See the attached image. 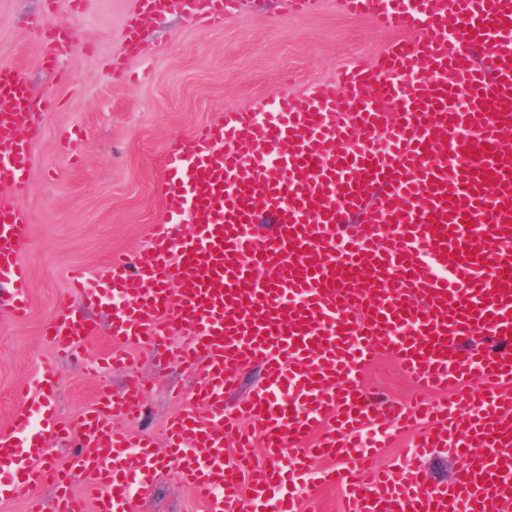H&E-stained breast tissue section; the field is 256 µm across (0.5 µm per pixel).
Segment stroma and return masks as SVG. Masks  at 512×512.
I'll return each mask as SVG.
<instances>
[{
	"instance_id": "obj_1",
	"label": "stroma",
	"mask_w": 512,
	"mask_h": 512,
	"mask_svg": "<svg viewBox=\"0 0 512 512\" xmlns=\"http://www.w3.org/2000/svg\"><path fill=\"white\" fill-rule=\"evenodd\" d=\"M135 0H0V65L22 67L39 108L33 138L32 189L21 199L32 224L22 254L30 272V310L15 319L0 304V433L25 407L44 361H55L51 399L59 422L77 424L101 391L124 393L126 371L95 376L80 356H60L42 335L61 300L73 317L96 325L89 353L113 347L106 310L71 293L68 274L96 272L113 253L144 252L152 225L165 217L163 155L199 126L222 121L230 109L257 99L296 94L336 77L356 62L373 60L393 40L367 19L336 12L322 0L316 13L297 15L286 0H241L222 26L192 25L177 12L151 17L140 29V49L128 51L125 22ZM68 25L67 43L47 42L49 24ZM130 73L117 83L113 59ZM80 131L76 149L64 135ZM132 371L147 380L141 409L125 419L137 437H161L171 415L196 408L193 372L165 365L158 354L130 348ZM363 385L376 405L404 401L413 384L399 364L380 356L366 368ZM134 512H205L201 499L181 484L172 465L157 468L153 486Z\"/></svg>"
}]
</instances>
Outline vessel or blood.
<instances>
[{"label": "vessel or blood", "instance_id": "vessel-or-blood-1", "mask_svg": "<svg viewBox=\"0 0 512 512\" xmlns=\"http://www.w3.org/2000/svg\"><path fill=\"white\" fill-rule=\"evenodd\" d=\"M136 2L132 43L143 17L177 8L211 26L238 6ZM336 9L397 37L337 79L226 112L182 138L163 157L168 217L146 250L72 276L82 297L114 306L119 347L89 356L88 368L127 366L123 345L156 349L187 329L172 357L196 374L205 416H173L161 449L132 439L113 424L140 403L144 381L132 376L121 399L102 395L82 415L83 449L71 463L39 471L59 430L48 401L55 371L44 364L38 418L20 412L0 434V499L25 497L41 512L35 483L48 480L55 512H128L164 459L208 512H239L244 482L264 512H298L308 471L343 485L349 512H512V422L501 414L512 394V152L501 144L512 131V0H336ZM30 107L25 71L1 68L0 186L10 196L0 197V285L18 318L29 306L21 253L30 221L18 201L31 190ZM95 333L62 306L45 328L66 355ZM383 353L445 401L374 414L361 376ZM245 366L260 368L262 382L234 406L253 431L239 436L230 464L224 396ZM473 380L481 389H469ZM392 419L419 428V452L451 451L455 477H363ZM257 438L264 466L251 455ZM322 457L353 467L321 471ZM76 475L90 498L72 493Z\"/></svg>", "mask_w": 512, "mask_h": 512}]
</instances>
